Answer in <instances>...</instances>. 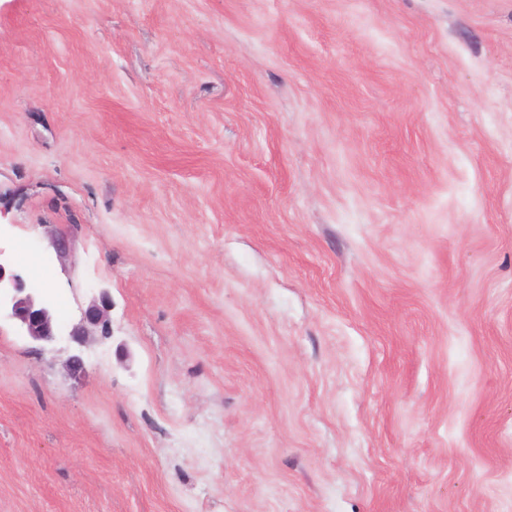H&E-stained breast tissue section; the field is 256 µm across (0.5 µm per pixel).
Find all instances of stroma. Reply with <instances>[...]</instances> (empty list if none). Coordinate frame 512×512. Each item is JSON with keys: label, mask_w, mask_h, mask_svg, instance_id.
Instances as JSON below:
<instances>
[{"label": "stroma", "mask_w": 512, "mask_h": 512, "mask_svg": "<svg viewBox=\"0 0 512 512\" xmlns=\"http://www.w3.org/2000/svg\"><path fill=\"white\" fill-rule=\"evenodd\" d=\"M0 248V512H512V0H0ZM2 307L32 340L51 341L56 336V318L52 310L27 291L25 279L15 265L2 261L0 248V317ZM109 309L110 303L104 294L100 297L99 303H94L85 312V321L91 329L86 326L74 328L69 336L79 344L88 342L90 336H109L111 329Z\"/></svg>", "instance_id": "35a3bbf8"}]
</instances>
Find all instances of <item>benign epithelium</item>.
I'll list each match as a JSON object with an SVG mask.
<instances>
[{
  "instance_id": "obj_1",
  "label": "benign epithelium",
  "mask_w": 512,
  "mask_h": 512,
  "mask_svg": "<svg viewBox=\"0 0 512 512\" xmlns=\"http://www.w3.org/2000/svg\"><path fill=\"white\" fill-rule=\"evenodd\" d=\"M9 311L25 335L34 341H51L56 336V318L52 310L36 295L27 291L22 274L12 263L0 260V308ZM110 303L107 296L85 312L86 325L74 328L71 336L77 343H86L92 336L110 335Z\"/></svg>"
}]
</instances>
